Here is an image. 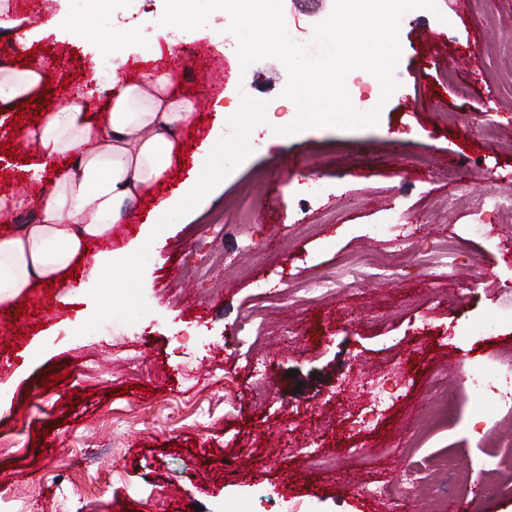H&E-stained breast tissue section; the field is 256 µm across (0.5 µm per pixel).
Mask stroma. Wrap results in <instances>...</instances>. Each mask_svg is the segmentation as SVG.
<instances>
[{
	"label": "stroma",
	"mask_w": 512,
	"mask_h": 512,
	"mask_svg": "<svg viewBox=\"0 0 512 512\" xmlns=\"http://www.w3.org/2000/svg\"><path fill=\"white\" fill-rule=\"evenodd\" d=\"M17 2L52 87L68 77L91 85L94 112L106 102L105 56H126L124 77L171 69L175 52L230 25L215 11L172 47L154 31L176 15V0H130L118 11L55 0L47 15L42 0ZM436 4L402 17L397 86L381 109L359 105L378 111L372 126L307 128L285 142L272 125L245 127L251 103L296 111L283 95L288 73L275 59L241 68L217 42L201 62L171 70L174 90L198 101L180 132L189 154L93 246L118 254L134 245L129 261L102 278L80 269L66 294L32 289L27 299L40 307L22 319L0 315V512H277L284 498L319 512H448L477 476L502 491L470 498L469 512H512V466L493 456L512 413L448 376L449 361L467 372L512 353V226L471 234L457 201L471 190L512 193V94L499 83L512 72V0L477 2L464 16L452 0ZM332 8L282 0L300 41ZM132 22L139 38L112 42ZM453 51L479 62L448 80ZM20 112H0V194L35 199L47 185L27 169L34 145L10 135ZM488 119L499 124L492 145L482 138ZM217 126L223 143L207 145ZM201 149L207 161L196 170ZM191 179L199 191L147 228L157 204ZM248 186V223L225 221L215 265L198 281L186 256ZM390 215L398 227L374 235ZM447 241L463 252L438 277L415 255ZM342 260L359 274L351 287L312 302L291 295ZM397 261L400 277L380 276ZM265 289L282 305L265 309L259 347L239 344L236 329ZM93 326L97 335H80ZM393 373L404 382L386 415L347 436L374 384ZM53 374L62 382L43 387ZM265 382L271 393L255 403ZM307 450L323 464H307ZM448 456L457 469L414 467ZM377 486L387 490L380 501L369 494Z\"/></svg>",
	"instance_id": "stroma-1"
}]
</instances>
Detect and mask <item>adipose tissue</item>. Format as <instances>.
I'll return each mask as SVG.
<instances>
[{
	"mask_svg": "<svg viewBox=\"0 0 512 512\" xmlns=\"http://www.w3.org/2000/svg\"><path fill=\"white\" fill-rule=\"evenodd\" d=\"M125 57L112 59L103 111L91 112L77 95L22 127L20 137L35 146L39 170H52L50 189L32 219L0 237V310L34 284L49 280L69 288L67 272L86 263L91 274L106 275L103 254L86 243L105 238L124 223L135 201L162 185L182 155L180 129L196 112L192 98L171 92L169 72L154 69L130 83L119 77ZM44 77L41 64L21 72L0 67V104L31 98Z\"/></svg>",
	"mask_w": 512,
	"mask_h": 512,
	"instance_id": "obj_1",
	"label": "adipose tissue"
}]
</instances>
